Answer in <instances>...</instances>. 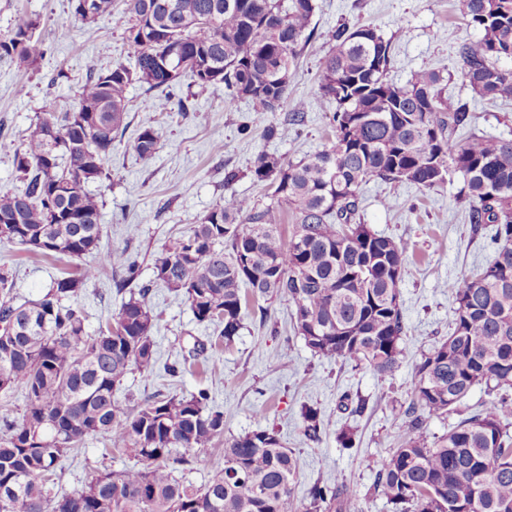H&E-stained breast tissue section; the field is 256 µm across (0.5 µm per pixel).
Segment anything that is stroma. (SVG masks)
<instances>
[{
	"label": "stroma",
	"instance_id": "35a3bbf8",
	"mask_svg": "<svg viewBox=\"0 0 512 512\" xmlns=\"http://www.w3.org/2000/svg\"><path fill=\"white\" fill-rule=\"evenodd\" d=\"M314 36L300 55L288 84L281 111L260 120L251 104L224 107L223 85L198 86L182 77L172 88L174 98L185 99L186 111L158 112L153 95L140 83L129 88V127L115 142L105 163L106 178L89 189L100 204L102 248L124 251L139 270L137 285L149 284L156 255L174 236L199 222L228 194L271 201V190L253 179L250 168L262 151L285 162L313 155L333 138L329 108L316 96L319 76L331 44L330 30L341 23L369 25L383 36L394 37V65L390 78L406 83L421 69L441 70L448 93L467 104L478 119L476 134L512 138V100L488 102L475 98L462 75L455 54L463 40L478 30L461 11L460 0H315ZM32 21L46 48L33 62L0 59V184L16 183V148L33 129L38 113L53 108L73 110L86 79V64L96 61L109 68L133 66L126 40L129 15L124 0H114L110 15L89 24L75 15L71 0H0V34ZM304 107L301 121H290L296 107ZM278 127L266 139L265 123ZM153 126L160 151L150 166H143L133 148L137 131ZM239 177L225 183L224 174ZM458 184L437 191L420 190L383 179L364 189L360 217L377 232L405 243L409 271L400 284V299L407 334L402 366L386 379L367 369H355L339 360L313 355L293 333L288 304L271 300L249 303L243 327L232 346L216 347L206 362L172 377L163 370L145 376L132 371L121 391L139 399L209 390L215 408L224 414L225 435L257 429H276L285 448L299 459L294 481L296 499H303L315 482L332 485L344 480L356 492L345 512H391L385 499L372 497L375 463L397 445L404 424L403 412L411 401L408 381L422 354L444 339L453 318L450 282L487 264L494 256L490 229H474L456 206ZM137 225L128 235V225ZM0 268L8 269L14 292L35 299L53 279L72 275L68 258H45L18 246L0 244ZM120 270L103 266L79 297L85 327L95 332L118 311L127 292L117 291ZM149 300L160 315L154 341L160 363L180 360V350L194 338L214 335V326L197 323L181 296L152 287ZM364 401L361 414L340 410L342 397ZM316 408L335 419L337 427H351L352 449H342L335 433L320 441L308 440L300 417L302 406ZM111 440L97 438L75 450L59 471L54 491L71 494L91 479L97 468L121 470L131 466Z\"/></svg>",
	"mask_w": 512,
	"mask_h": 512
}]
</instances>
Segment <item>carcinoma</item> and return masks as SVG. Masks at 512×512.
<instances>
[{
  "label": "carcinoma",
  "mask_w": 512,
  "mask_h": 512,
  "mask_svg": "<svg viewBox=\"0 0 512 512\" xmlns=\"http://www.w3.org/2000/svg\"><path fill=\"white\" fill-rule=\"evenodd\" d=\"M74 2L86 22L112 12V0ZM127 10L134 68L89 62L76 109L39 114L16 151L23 189L0 185V243L80 261L37 299L14 294L0 272V391H25L21 417L0 424V512H343L355 496L349 484L316 482L296 500L295 454L269 429L224 437V412L207 390L132 405L117 398L128 373L149 376L158 361L149 286L130 291L93 334L78 305L101 264L123 268L121 288L137 278L123 252L101 249L100 208L87 189L128 126L130 85L159 91L153 108L167 112V90L188 72L201 86L224 84L227 105L247 101L264 119L283 106L291 67L313 36L314 0H127ZM462 11L480 31L457 47L464 78L482 100L512 99V67L503 65L512 62V0H462ZM33 26L1 34L0 57H40ZM328 37L318 95L336 105L331 142L297 163L258 153L253 174L274 187L272 201L259 208L223 197L156 256L154 283L180 294L198 323L222 326L217 340L226 345L248 299L284 300L313 354L385 379L404 359L399 285L409 255L357 220L363 188L377 178L429 190L459 180L456 204L474 229L492 227L495 256L453 282L451 331L413 368L405 428L377 462L374 496L392 512H512V398L504 393L512 388V139L458 136L475 114L448 97L436 70L403 85L390 80L393 38L375 28L340 24ZM159 148L153 127L138 130L142 165ZM479 385L488 400L465 417L461 407ZM424 414L460 419L429 442ZM301 417L312 440L335 427L311 407ZM98 435L134 464L51 495L62 459ZM221 439L223 467L199 487L187 483L185 466H208L206 452Z\"/></svg>",
  "instance_id": "cac0c4a2"
}]
</instances>
